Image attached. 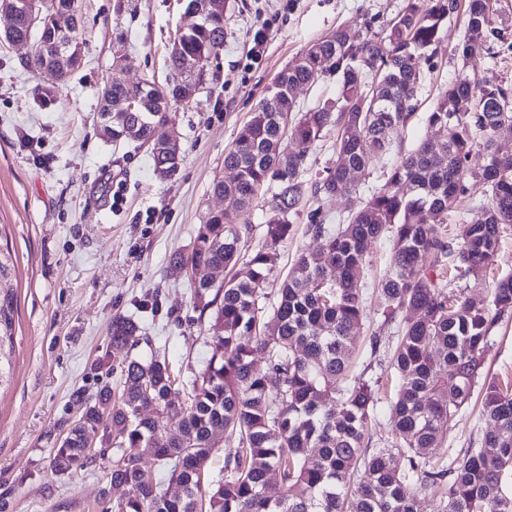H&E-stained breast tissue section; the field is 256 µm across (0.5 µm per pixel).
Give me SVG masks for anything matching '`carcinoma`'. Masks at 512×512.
Instances as JSON below:
<instances>
[{
  "mask_svg": "<svg viewBox=\"0 0 512 512\" xmlns=\"http://www.w3.org/2000/svg\"><path fill=\"white\" fill-rule=\"evenodd\" d=\"M491 2L468 0L466 35L457 47L465 61L482 49ZM458 6L459 0H407L385 35L351 42L338 28L278 74L268 91L275 106L260 99L224 155L234 178L212 184V192L233 208L207 213L191 251L170 258V267L185 271L193 283L194 308L209 316L210 358L179 389L160 352L126 355L118 363L120 388L102 386L55 443L56 472L93 462L85 437L107 413L111 426L98 453L117 456L111 484L128 488L115 512H416V497L432 492L440 493L438 512H512L511 391L486 387L482 415L491 427L481 447L446 464L429 456L471 398L490 328L512 312V275L495 283L487 303L450 296L440 281L451 268L456 278L479 283L503 225L512 224V155L500 153L493 138L512 129V91L481 88L468 74L459 75L426 118L429 127L444 130L443 142L425 137L396 158L384 184L348 223L326 224L310 214L318 251L297 256L273 302L264 293L280 262L279 246L293 231L292 217L308 198L351 194L352 175L392 153L393 133L415 115L417 62L434 55ZM61 37L84 51L78 27L63 31L54 21L40 32L25 65L48 70L63 83L78 66L49 52ZM223 48L224 15H205L180 36L178 53L169 57L173 72L184 57L199 60L195 82L112 85V108L131 98L142 105L110 131L97 125V134L107 142L148 147L155 170L173 173L175 156L164 147L162 132L167 112L191 96L204 64ZM323 70L336 76V99L302 113L285 137L295 108L290 88ZM333 125L336 164L308 186L301 174L309 152ZM470 179L486 184L488 205L450 238L441 226L466 196ZM261 193L267 208L263 241L243 257L251 226L240 216ZM387 232L393 257L380 283V315L397 329L388 367L400 386L391 407L392 439L370 453L363 443L379 379L354 373L347 341L368 319L361 288L368 247ZM239 263L245 275L220 284L210 278L212 270ZM14 277L12 255L0 248V385L8 381L14 348ZM403 312L409 317L401 320ZM138 331L134 319L114 317L112 348H127ZM260 356L263 369L256 364ZM181 394L185 413L173 429L171 413ZM226 434L238 438L237 448L224 458V476L206 485L207 462ZM145 456L167 473L174 493L160 491L157 472L143 466Z\"/></svg>",
  "mask_w": 512,
  "mask_h": 512,
  "instance_id": "1",
  "label": "carcinoma"
}]
</instances>
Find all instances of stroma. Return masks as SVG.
<instances>
[{
	"instance_id": "stroma-1",
	"label": "stroma",
	"mask_w": 512,
	"mask_h": 512,
	"mask_svg": "<svg viewBox=\"0 0 512 512\" xmlns=\"http://www.w3.org/2000/svg\"><path fill=\"white\" fill-rule=\"evenodd\" d=\"M405 0H227L224 49L205 66L196 99L169 112L182 155L175 172L158 176L146 149L108 143L95 132L102 87L113 73L128 83L164 81L170 41L182 15L175 0H81L84 62L70 80L24 64L29 46L0 42V245L15 262L17 295L11 378L0 388V512H111L127 495L112 486V456L82 470L59 474L50 463L55 441L82 412L85 400L113 371L110 328L116 314L133 317L143 335L165 352L180 381H188L210 355L208 323L192 303L193 285L172 274L169 257L189 252L206 212L228 202L212 194L224 177V154L278 73L311 42L343 28L359 35L383 32ZM274 19L260 55H252L261 17ZM464 11L451 15L433 58L421 62V116L394 136L410 150L428 135L422 115L461 62L454 48L464 39ZM471 79L482 86L512 87V0H493L485 45ZM392 156L374 162L356 180L353 197L312 200L326 223H344L353 198H369L384 181ZM306 213L281 248L280 263L265 284L275 293L300 253L319 246L308 234ZM392 258L388 237L369 249L365 305L369 318L348 347L355 372L379 375L372 439L391 435L390 405L398 379L371 352L395 342L383 324L378 284ZM512 274V224L478 287L468 294L486 301L493 281ZM158 296L151 312L143 300ZM482 386L476 387L447 438L431 449L437 459L480 447L488 424L480 414L483 385L512 386V313L495 324L484 353Z\"/></svg>"
}]
</instances>
